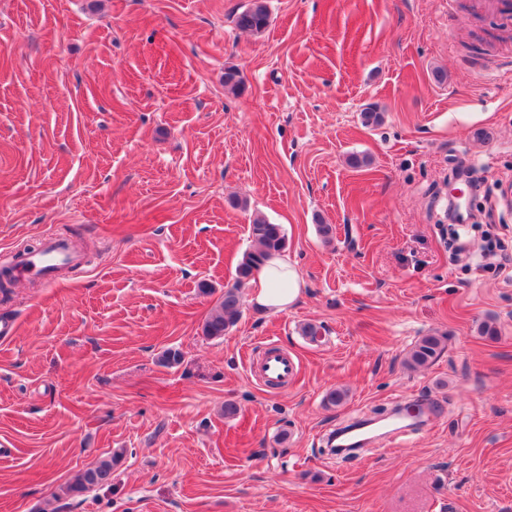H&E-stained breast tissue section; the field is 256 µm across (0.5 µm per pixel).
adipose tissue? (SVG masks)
<instances>
[{
    "label": "adipose tissue",
    "instance_id": "1",
    "mask_svg": "<svg viewBox=\"0 0 512 512\" xmlns=\"http://www.w3.org/2000/svg\"><path fill=\"white\" fill-rule=\"evenodd\" d=\"M303 279L287 257L272 255L256 271L249 284L252 302L261 309L283 312L301 295Z\"/></svg>",
    "mask_w": 512,
    "mask_h": 512
}]
</instances>
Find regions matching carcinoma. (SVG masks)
<instances>
[{
    "mask_svg": "<svg viewBox=\"0 0 512 512\" xmlns=\"http://www.w3.org/2000/svg\"><path fill=\"white\" fill-rule=\"evenodd\" d=\"M237 27L252 33L263 32L269 24V13L264 0H250L248 7L236 18ZM256 247L247 252L237 267L236 283L224 289V294L211 309L202 324V334L208 339L221 338L234 327L242 316L240 290L254 272L271 255L282 252L287 238L279 224H271L262 217H256L250 225ZM443 337L426 335L420 337L408 352L406 364L411 369L422 368L433 362L442 350ZM121 454L115 453L86 468L76 478L59 486L54 496L64 499L79 496L88 490L106 485L112 480V469Z\"/></svg>",
    "mask_w": 512,
    "mask_h": 512,
    "instance_id": "obj_1",
    "label": "carcinoma"
}]
</instances>
